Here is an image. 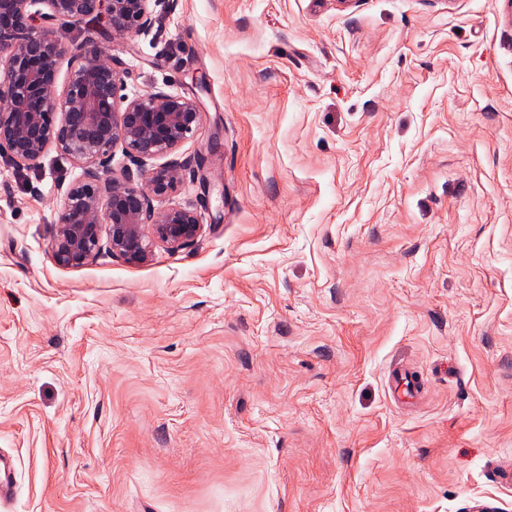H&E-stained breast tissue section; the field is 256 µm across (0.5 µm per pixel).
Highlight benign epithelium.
Here are the masks:
<instances>
[{
    "label": "benign epithelium",
    "mask_w": 512,
    "mask_h": 512,
    "mask_svg": "<svg viewBox=\"0 0 512 512\" xmlns=\"http://www.w3.org/2000/svg\"><path fill=\"white\" fill-rule=\"evenodd\" d=\"M151 2L0 0V151L17 165H31L53 147L82 169L54 224L52 256L61 267L93 260L103 236L111 254L141 265L154 244L181 248L201 231L194 211L157 210L150 203V195L177 189L184 164L172 160L145 170L139 182L108 166L118 147L141 163L174 153L196 130L198 102L164 91L130 97L122 93L123 73L95 43L86 41L68 56L53 32L38 24L43 15L76 24L104 11L112 36L131 38L150 30Z\"/></svg>",
    "instance_id": "1"
}]
</instances>
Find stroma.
I'll return each instance as SVG.
<instances>
[{
    "label": "stroma",
    "instance_id": "1",
    "mask_svg": "<svg viewBox=\"0 0 512 512\" xmlns=\"http://www.w3.org/2000/svg\"><path fill=\"white\" fill-rule=\"evenodd\" d=\"M93 40L198 101L190 245L53 258L81 168L0 154L12 512H512V0H153ZM423 383L396 403L392 375Z\"/></svg>",
    "mask_w": 512,
    "mask_h": 512
}]
</instances>
